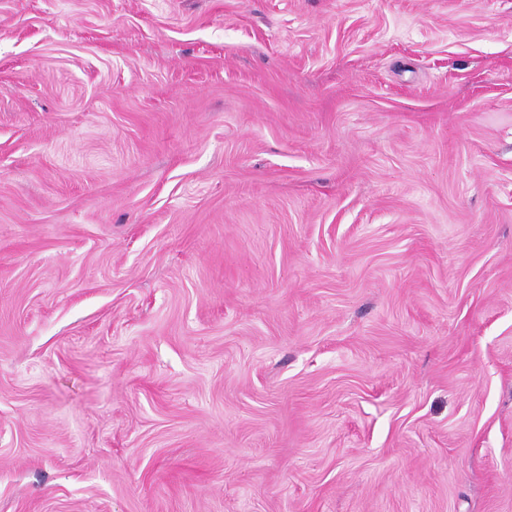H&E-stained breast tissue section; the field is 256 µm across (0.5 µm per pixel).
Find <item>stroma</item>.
Returning a JSON list of instances; mask_svg holds the SVG:
<instances>
[{
    "mask_svg": "<svg viewBox=\"0 0 512 512\" xmlns=\"http://www.w3.org/2000/svg\"><path fill=\"white\" fill-rule=\"evenodd\" d=\"M0 512H512V0H0Z\"/></svg>",
    "mask_w": 512,
    "mask_h": 512,
    "instance_id": "1",
    "label": "stroma"
}]
</instances>
